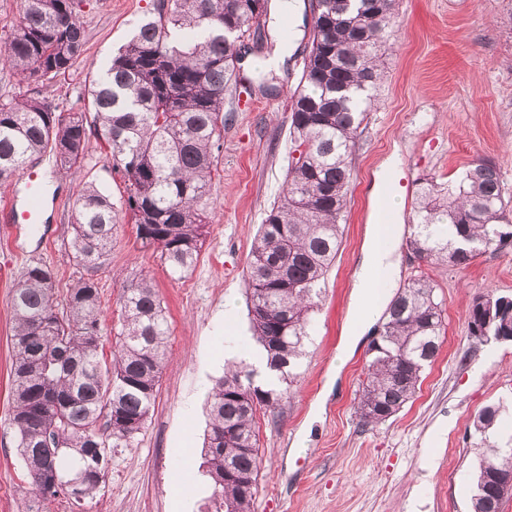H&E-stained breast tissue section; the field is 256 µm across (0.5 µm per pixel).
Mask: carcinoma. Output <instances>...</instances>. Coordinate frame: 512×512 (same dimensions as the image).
I'll use <instances>...</instances> for the list:
<instances>
[{
  "label": "carcinoma",
  "instance_id": "cac0c4a2",
  "mask_svg": "<svg viewBox=\"0 0 512 512\" xmlns=\"http://www.w3.org/2000/svg\"><path fill=\"white\" fill-rule=\"evenodd\" d=\"M83 0H23V12L0 47V66L27 87L0 101V186L34 157L81 173L88 132L103 141L122 173L121 208L143 246L160 252L173 274L196 263L208 223L211 187L224 132V95L236 77L244 38L260 27L268 0H156L133 37L101 66V76L67 109L46 95L83 55ZM397 0H316L312 40L292 95L290 137L304 148L290 159L285 188L260 225L246 265L254 341L280 371L284 388L252 384L245 362L224 372L207 403L203 467L214 484L212 512H252L261 459L255 415L291 394L322 284L342 241L352 176L349 157L376 105L378 59L396 38ZM119 208V209H121ZM119 209L95 184L82 182L70 215L75 258L94 269L112 244ZM407 248L427 266L465 269L479 256L512 246V202L500 173L473 163L451 191L432 179L414 205ZM436 285L425 275L404 282L388 303L371 343L356 413L361 426L387 421L415 395L423 368L442 344ZM121 329L105 353L100 291L81 277L58 309L56 277L34 261L17 282L13 311L10 425L30 480L29 512L65 494L37 478L46 461L59 477L82 476L79 500L91 498L107 470V449L145 429L166 358L169 327L151 279L123 285ZM475 341H512V296L492 292L469 308ZM500 408L474 420L486 452L472 512H502L496 485L512 465V436L490 439Z\"/></svg>",
  "mask_w": 512,
  "mask_h": 512
}]
</instances>
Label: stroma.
<instances>
[{"instance_id":"35a3bbf8","label":"stroma","mask_w":512,"mask_h":512,"mask_svg":"<svg viewBox=\"0 0 512 512\" xmlns=\"http://www.w3.org/2000/svg\"><path fill=\"white\" fill-rule=\"evenodd\" d=\"M154 0H87L85 52L55 95L77 94L101 64L132 37ZM300 11H310L301 0ZM400 35L386 48L371 112L351 154L352 180L341 248L330 268L307 354L290 400L259 411L262 460L254 512H470L474 474L484 451L475 415L501 409L512 428V343L481 345L468 336L473 299L487 291L512 295V249L478 257L469 267L430 269L443 303L446 337L417 392L376 427L355 413L365 377L367 339L343 348L356 273L369 232L376 174L387 170L400 200V235L412 231L416 192L427 178L454 184L471 163L500 170L512 197V0H398ZM295 19L289 55L279 69L263 65L281 23L268 17L247 37L245 63L224 99L222 148L213 179L207 233L195 266L171 278L158 252L142 248L129 219L90 270L77 262L68 226L79 181L96 184L121 204L124 180L107 149L90 137L80 175L32 161L44 189L39 234L0 228V512H26L29 479L9 425L11 295L28 264L49 266L57 296L93 277L104 330L120 326L126 279L153 280L170 336L155 404L131 445L108 449V471L94 497L58 498L47 512H208L214 486L202 465L207 398L224 374L225 344L251 346L243 271L258 228L281 195L292 143L291 99L309 50V30ZM233 307L232 328L224 310ZM191 485L179 498L176 478Z\"/></svg>"}]
</instances>
